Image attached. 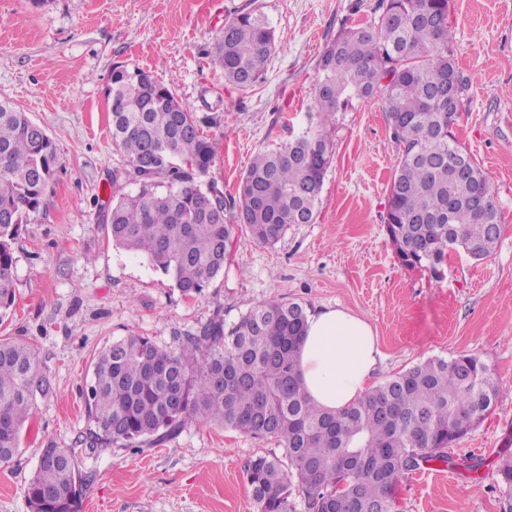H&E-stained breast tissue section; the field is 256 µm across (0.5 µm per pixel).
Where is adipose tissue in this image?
I'll use <instances>...</instances> for the list:
<instances>
[{
    "mask_svg": "<svg viewBox=\"0 0 512 512\" xmlns=\"http://www.w3.org/2000/svg\"><path fill=\"white\" fill-rule=\"evenodd\" d=\"M379 354L365 320L338 308L315 310L300 344L304 390L318 407L344 410L368 392Z\"/></svg>",
    "mask_w": 512,
    "mask_h": 512,
    "instance_id": "1",
    "label": "adipose tissue"
}]
</instances>
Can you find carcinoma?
<instances>
[{
	"mask_svg": "<svg viewBox=\"0 0 512 512\" xmlns=\"http://www.w3.org/2000/svg\"><path fill=\"white\" fill-rule=\"evenodd\" d=\"M450 0H379L377 19L336 35L315 65L306 127L288 143L256 152L237 196H210L205 180L216 155L193 112L142 69L112 71V142L124 157L112 180L134 179L136 192L112 204V244L146 255L179 292L199 296L224 273L240 228L276 243L293 224H313L331 164L337 115L354 98L381 96L398 150L384 222L400 263L443 277L457 248L488 258L500 236L492 192L479 215L469 200L486 175L451 132L457 109L448 92L467 90L453 54ZM275 46L259 10L224 24L216 44L224 78L256 84ZM53 140L33 130L17 105L0 99V320L15 301L12 244L38 213L58 167ZM307 312L299 302L259 303L230 324L217 314L196 331L160 346L129 334L97 356L85 406L98 430L88 448L121 442L160 444L193 421L217 423L283 448L250 460L246 476L257 512H392L391 491L421 464L454 465L450 445L484 417L500 393L476 355L429 359L373 387L342 412L315 406L297 370ZM49 387L34 349L0 340V463L19 451L21 431ZM57 467L37 465L26 487L30 512H77L86 484L74 455L48 446ZM498 487L512 512V457L501 459Z\"/></svg>",
	"mask_w": 512,
	"mask_h": 512,
	"instance_id": "1",
	"label": "carcinoma"
}]
</instances>
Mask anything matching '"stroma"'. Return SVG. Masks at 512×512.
I'll return each mask as SVG.
<instances>
[{"label":"stroma","mask_w":512,"mask_h":512,"mask_svg":"<svg viewBox=\"0 0 512 512\" xmlns=\"http://www.w3.org/2000/svg\"><path fill=\"white\" fill-rule=\"evenodd\" d=\"M377 0H0V99L20 106L59 157L44 206L13 248L16 298L0 338L29 342L51 392L37 398L16 457L0 465V512H29L26 485L47 445L73 449L88 476L80 512H256L246 478L275 441L189 423L162 445H78L96 430L81 394L104 346L130 333L169 346L214 315L236 321L270 299L341 307L366 320L382 352L374 380L430 358L474 354L497 378L492 409L448 453L395 484V512H503L497 468L512 454V0H450L454 58L469 81L452 132L485 172L503 217L493 254L448 258L434 279L403 266L384 216L398 153L379 98L339 115L315 223L273 245L237 235L223 275L181 295L143 255L113 246L106 214L135 185L113 183L106 91L112 71L152 72L216 142L209 176L225 195L259 149L306 125L314 67L344 28L373 19ZM262 11L276 48L263 79L224 78L213 47L226 19ZM483 462L478 477L462 463Z\"/></svg>","instance_id":"35a3bbf8"}]
</instances>
